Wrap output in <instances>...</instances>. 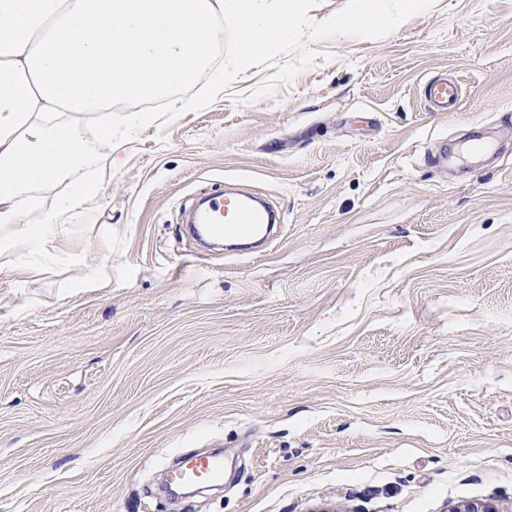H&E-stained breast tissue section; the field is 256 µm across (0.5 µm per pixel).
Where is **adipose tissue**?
Masks as SVG:
<instances>
[{"mask_svg":"<svg viewBox=\"0 0 512 512\" xmlns=\"http://www.w3.org/2000/svg\"><path fill=\"white\" fill-rule=\"evenodd\" d=\"M432 0H351L349 13L311 26L308 42L363 39L399 30ZM307 0H0V255H45L73 232L74 210L96 197L98 182L74 180L97 163L94 143H111L112 101L161 96L179 87L180 107L196 104L195 78L221 47L231 21L237 50L225 53L231 83L295 37ZM101 113L96 129L77 117ZM67 192H57L59 184ZM37 213L41 223L26 224Z\"/></svg>","mask_w":512,"mask_h":512,"instance_id":"obj_1","label":"adipose tissue"}]
</instances>
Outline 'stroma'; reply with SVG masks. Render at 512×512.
I'll return each mask as SVG.
<instances>
[{
    "label": "stroma",
    "mask_w": 512,
    "mask_h": 512,
    "mask_svg": "<svg viewBox=\"0 0 512 512\" xmlns=\"http://www.w3.org/2000/svg\"><path fill=\"white\" fill-rule=\"evenodd\" d=\"M196 89L99 146L52 272L0 260V512H512V0ZM237 179L276 239L199 252L185 210ZM217 440L223 486L162 492ZM458 93L457 81L444 76L431 79L425 86V97L433 112H451L458 101Z\"/></svg>",
    "instance_id": "obj_1"
}]
</instances>
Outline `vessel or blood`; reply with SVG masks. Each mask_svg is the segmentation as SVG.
<instances>
[{"mask_svg":"<svg viewBox=\"0 0 512 512\" xmlns=\"http://www.w3.org/2000/svg\"><path fill=\"white\" fill-rule=\"evenodd\" d=\"M456 80L436 77L427 82L425 97L435 112L452 111L458 101ZM196 223L205 225L212 233L222 236H250L269 223L266 207L252 197L238 192H222L206 196L195 214ZM171 479L182 483L203 484L222 479L224 461L216 455L199 456L187 464L172 469Z\"/></svg>","mask_w":512,"mask_h":512,"instance_id":"1","label":"vessel or blood"}]
</instances>
